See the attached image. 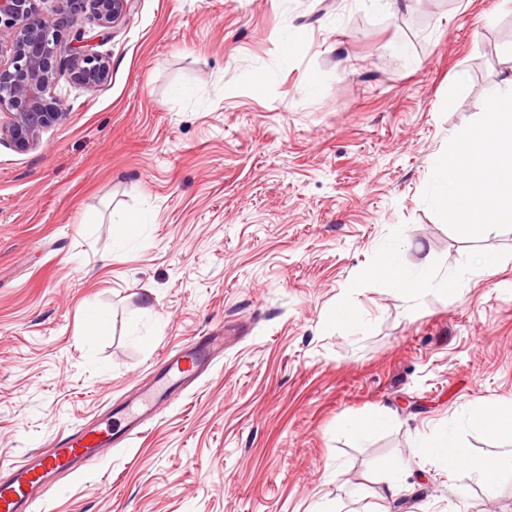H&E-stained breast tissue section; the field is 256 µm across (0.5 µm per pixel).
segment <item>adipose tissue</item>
<instances>
[{"mask_svg": "<svg viewBox=\"0 0 512 512\" xmlns=\"http://www.w3.org/2000/svg\"><path fill=\"white\" fill-rule=\"evenodd\" d=\"M502 105V94L488 95L479 124L467 136L468 149L430 161L435 205L449 217L478 220L490 215L495 224L512 223V113L503 111ZM415 250L419 261L409 268L401 247L380 249L375 262L364 270V278L392 283L413 300L433 293L455 297V277L435 271L423 244H416ZM468 422L496 436L511 435L512 401H481ZM414 453L451 473L465 469L469 481L489 491L503 475L512 473L511 451L492 457L476 454L452 428L422 439Z\"/></svg>", "mask_w": 512, "mask_h": 512, "instance_id": "adipose-tissue-1", "label": "adipose tissue"}]
</instances>
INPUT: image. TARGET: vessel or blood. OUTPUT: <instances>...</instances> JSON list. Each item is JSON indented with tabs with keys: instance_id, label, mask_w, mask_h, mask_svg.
Returning <instances> with one entry per match:
<instances>
[{
	"instance_id": "vessel-or-blood-1",
	"label": "vessel or blood",
	"mask_w": 512,
	"mask_h": 512,
	"mask_svg": "<svg viewBox=\"0 0 512 512\" xmlns=\"http://www.w3.org/2000/svg\"><path fill=\"white\" fill-rule=\"evenodd\" d=\"M223 352V337L210 335L164 354L151 381L111 408L107 418L64 431L50 448L0 470V512H34L55 477L78 472L122 438L139 434L145 417L178 400Z\"/></svg>"
}]
</instances>
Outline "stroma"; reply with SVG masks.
<instances>
[{"instance_id": "1", "label": "stroma", "mask_w": 512, "mask_h": 512, "mask_svg": "<svg viewBox=\"0 0 512 512\" xmlns=\"http://www.w3.org/2000/svg\"><path fill=\"white\" fill-rule=\"evenodd\" d=\"M79 23L107 80L60 76L66 120L36 149L0 142V466L226 335L207 375L35 512H512L511 475L490 496L413 454L451 426L512 450L467 424L512 400V226L466 231L428 173L512 67V0H134L108 33ZM136 212L149 223L114 240ZM417 242L455 298L362 280L386 246L414 265ZM484 253L493 275L472 269ZM341 302L361 327L330 323ZM90 308L108 318L93 337ZM377 409L393 422L354 435ZM395 460L411 474L388 503Z\"/></svg>"}]
</instances>
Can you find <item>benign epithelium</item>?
<instances>
[{"instance_id": "obj_1", "label": "benign epithelium", "mask_w": 512, "mask_h": 512, "mask_svg": "<svg viewBox=\"0 0 512 512\" xmlns=\"http://www.w3.org/2000/svg\"><path fill=\"white\" fill-rule=\"evenodd\" d=\"M34 2L0 0V48L10 51L9 62L0 64V111H6L0 142L22 151L37 147L45 129L66 119L63 102L52 96L61 73L84 87H95L108 75L103 59L87 50L78 13L87 11L108 28L129 13L133 0H66L67 11L55 23L37 17ZM67 27L74 29L73 44L64 55L61 39Z\"/></svg>"}]
</instances>
